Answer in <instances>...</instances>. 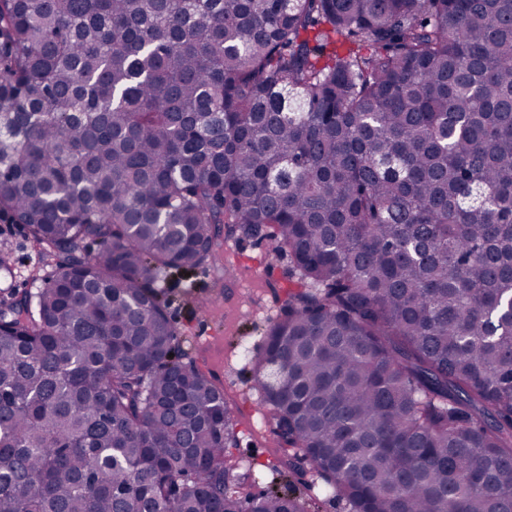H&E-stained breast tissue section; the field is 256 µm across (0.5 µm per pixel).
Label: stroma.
Returning a JSON list of instances; mask_svg holds the SVG:
<instances>
[{"instance_id": "1", "label": "stroma", "mask_w": 512, "mask_h": 512, "mask_svg": "<svg viewBox=\"0 0 512 512\" xmlns=\"http://www.w3.org/2000/svg\"><path fill=\"white\" fill-rule=\"evenodd\" d=\"M269 251L264 240H224L215 263L169 276V313L182 333L186 362L196 363L231 396L239 436L231 454L257 472L256 490L273 486L295 494L307 512H349L311 469L291 472L282 465L278 439L266 426L251 358L260 353L268 326L280 314L278 294L296 279L287 256L273 258ZM0 254L14 268L8 288L20 293L36 291L52 271L26 229L3 220Z\"/></svg>"}]
</instances>
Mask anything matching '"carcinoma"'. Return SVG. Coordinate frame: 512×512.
<instances>
[{"label": "carcinoma", "instance_id": "cac0c4a2", "mask_svg": "<svg viewBox=\"0 0 512 512\" xmlns=\"http://www.w3.org/2000/svg\"><path fill=\"white\" fill-rule=\"evenodd\" d=\"M1 212L54 274L0 302V512H307L180 362L165 280L221 236L294 265L288 466L512 512V0H0Z\"/></svg>", "mask_w": 512, "mask_h": 512}]
</instances>
